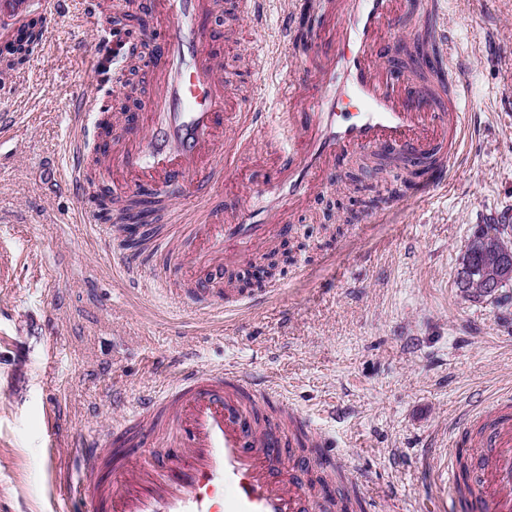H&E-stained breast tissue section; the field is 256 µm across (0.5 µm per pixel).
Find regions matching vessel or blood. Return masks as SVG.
<instances>
[{"label":"vessel or blood","mask_w":512,"mask_h":512,"mask_svg":"<svg viewBox=\"0 0 512 512\" xmlns=\"http://www.w3.org/2000/svg\"><path fill=\"white\" fill-rule=\"evenodd\" d=\"M332 30L313 31V47L329 46L315 68L290 69L283 97L301 103V144L280 151L275 177L251 190L254 198L277 194L276 217L261 209L207 210L202 223L216 236L208 263L211 277L195 281L188 298L198 308L212 305V277L229 263L259 257L275 235L287 231L292 206L315 196L325 174L356 152L376 149L414 158L435 154L422 194L445 185L452 146L465 128L468 87L464 68L450 48V33H439L436 51L451 78L447 89L409 79L392 60L386 29L407 24L412 0H349ZM69 0H0V42L9 40L34 12L54 19ZM209 0H167V21L156 49L151 108L159 118L147 134H123L122 164L152 175L153 191L180 203L187 189L207 196L217 179L206 156L224 159L232 176L235 161L224 154L226 112L221 34L208 24ZM84 102H72L80 122L65 183L81 186L83 145L94 132L84 123ZM239 242L235 256L225 239ZM282 395L251 372L231 366L182 368L164 389L140 394L133 414L115 422L85 451L97 472L82 498L90 512H311L318 479H334V441L309 432L299 418L280 412L262 420ZM474 463L463 478L460 460ZM429 482L449 481L472 512H512V392L478 399L458 417L446 448L426 459Z\"/></svg>","instance_id":"vessel-or-blood-1"}]
</instances>
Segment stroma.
<instances>
[{
	"label": "stroma",
	"instance_id": "obj_1",
	"mask_svg": "<svg viewBox=\"0 0 512 512\" xmlns=\"http://www.w3.org/2000/svg\"><path fill=\"white\" fill-rule=\"evenodd\" d=\"M306 2L260 0L254 27L249 0H214L209 23L224 33L242 161L213 195L184 200L162 238H173L175 224L201 223L218 203L248 206L269 152L287 146L298 113L280 111L277 100L285 65L300 59L280 30ZM85 9V0H72L39 48L0 76V110L16 117L0 139V512H75L60 488L85 477L77 433L105 435L138 391L171 378L177 358L246 367L274 382L334 439L340 467L373 473L372 492L392 490L385 512H420L445 492L424 481L425 457L447 447L470 398L512 388V288L474 299L457 286L477 226L512 213V52L504 50L512 0L440 4L471 107L447 186L371 208L367 189L386 176L368 175L352 156L294 212L292 253L275 278L236 292L238 307L219 301L204 313L166 298L175 279L160 257L143 269L160 283L152 291L115 272L124 234L98 201L117 190L109 173L95 196L48 167L65 158L72 95L98 111L122 79L137 84L139 101L150 94L149 55L137 70L119 59L89 78L95 46L82 31ZM347 176L360 192L343 191ZM274 282L281 292L264 299ZM55 410L62 423L52 432L46 418Z\"/></svg>",
	"mask_w": 512,
	"mask_h": 512
}]
</instances>
